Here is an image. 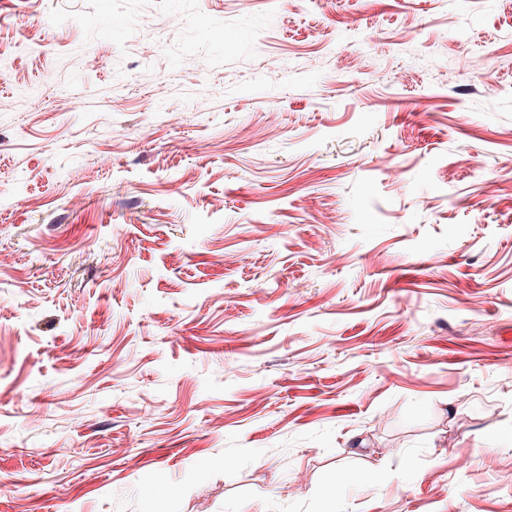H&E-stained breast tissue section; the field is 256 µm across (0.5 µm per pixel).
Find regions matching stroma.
Listing matches in <instances>:
<instances>
[{"mask_svg":"<svg viewBox=\"0 0 512 512\" xmlns=\"http://www.w3.org/2000/svg\"><path fill=\"white\" fill-rule=\"evenodd\" d=\"M0 50V512H512V0H0Z\"/></svg>","mask_w":512,"mask_h":512,"instance_id":"35a3bbf8","label":"stroma"}]
</instances>
